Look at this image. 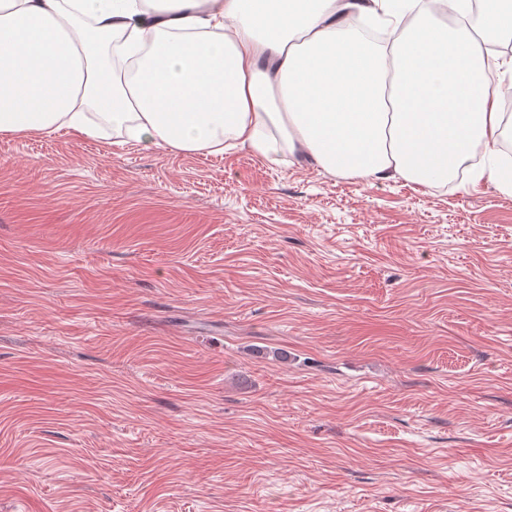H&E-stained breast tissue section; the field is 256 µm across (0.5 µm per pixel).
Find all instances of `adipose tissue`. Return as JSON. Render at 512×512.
Here are the masks:
<instances>
[{"label": "adipose tissue", "mask_w": 512, "mask_h": 512, "mask_svg": "<svg viewBox=\"0 0 512 512\" xmlns=\"http://www.w3.org/2000/svg\"><path fill=\"white\" fill-rule=\"evenodd\" d=\"M0 0V133L248 148L364 182L512 191V0ZM458 17L448 28L437 7ZM382 19L388 44L354 18Z\"/></svg>", "instance_id": "obj_1"}]
</instances>
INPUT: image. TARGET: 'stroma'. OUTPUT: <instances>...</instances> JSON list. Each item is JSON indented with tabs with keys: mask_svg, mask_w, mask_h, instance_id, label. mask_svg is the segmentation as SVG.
Returning <instances> with one entry per match:
<instances>
[{
	"mask_svg": "<svg viewBox=\"0 0 512 512\" xmlns=\"http://www.w3.org/2000/svg\"><path fill=\"white\" fill-rule=\"evenodd\" d=\"M0 512H512V193L0 133Z\"/></svg>",
	"mask_w": 512,
	"mask_h": 512,
	"instance_id": "1",
	"label": "stroma"
}]
</instances>
